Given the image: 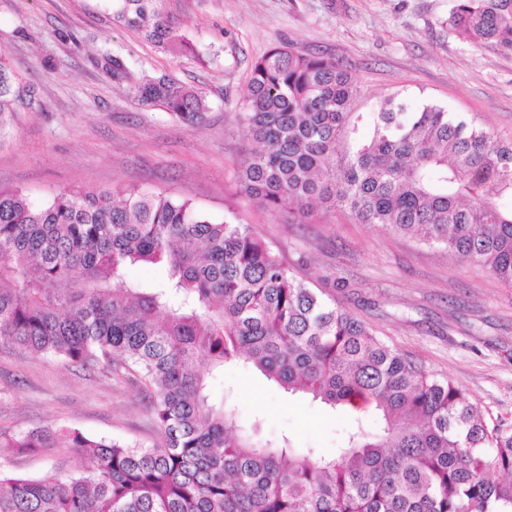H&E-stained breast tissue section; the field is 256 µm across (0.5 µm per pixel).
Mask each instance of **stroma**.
<instances>
[{
    "label": "stroma",
    "mask_w": 512,
    "mask_h": 512,
    "mask_svg": "<svg viewBox=\"0 0 512 512\" xmlns=\"http://www.w3.org/2000/svg\"><path fill=\"white\" fill-rule=\"evenodd\" d=\"M454 0H167L194 54L157 50L114 24L103 0H0V51L39 107L0 125V187L40 204L65 190L164 189L217 221L247 224L294 273L325 289L390 346L466 392L487 422H512V286L448 252L382 224L317 211L305 224L241 196L236 173L251 147L239 121L252 62L287 44L348 66L355 112L392 96L432 102L512 142V52L463 41L448 19ZM132 74L162 75L201 91L207 120L188 126L143 107L115 81L109 58ZM209 399L264 437L331 455L344 414L291 395L252 367L231 364ZM76 429L152 443L145 393L26 350L0 349V429ZM75 455L0 448V469L63 477Z\"/></svg>",
    "instance_id": "obj_1"
}]
</instances>
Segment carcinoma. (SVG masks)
Here are the masks:
<instances>
[{
	"instance_id": "obj_1",
	"label": "carcinoma",
	"mask_w": 512,
	"mask_h": 512,
	"mask_svg": "<svg viewBox=\"0 0 512 512\" xmlns=\"http://www.w3.org/2000/svg\"><path fill=\"white\" fill-rule=\"evenodd\" d=\"M113 19L172 54L192 52L166 0H110ZM451 27L512 50V0H455ZM334 59L282 45L251 67L241 121L252 147L241 193L304 224L312 204L387 224L512 284V144L426 104L356 114ZM142 105L189 126L205 96L143 75ZM36 105L0 53V116ZM369 128L363 140L359 125ZM158 266L156 283L126 280ZM137 377L150 444L49 427L0 433L25 451L70 448L91 465L53 481L0 472V512H512V424L488 425L449 380L297 278L247 225L217 222L164 191H63L41 204L0 189V345ZM244 363L333 410L359 397L333 456L262 438L208 382Z\"/></svg>"
}]
</instances>
